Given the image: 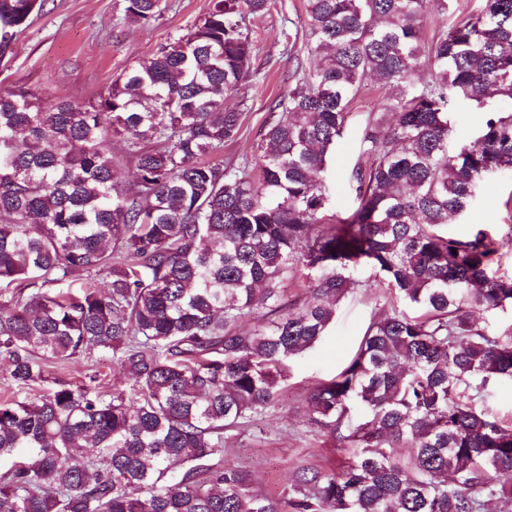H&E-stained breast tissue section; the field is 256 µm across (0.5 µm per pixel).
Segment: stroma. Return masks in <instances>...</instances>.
<instances>
[{
    "label": "stroma",
    "instance_id": "35a3bbf8",
    "mask_svg": "<svg viewBox=\"0 0 512 512\" xmlns=\"http://www.w3.org/2000/svg\"><path fill=\"white\" fill-rule=\"evenodd\" d=\"M209 3L159 0L160 13L155 21L139 24L125 18L124 0H47L43 13L34 16L17 35L11 53L0 62V88L21 84L77 102L92 100L138 58L186 33L207 12ZM303 13L304 0H272L269 14L254 23L256 50L250 74L239 95L227 101L229 107L246 112L248 131L242 140L225 146L224 158L252 156L271 103L287 93L296 66L312 67L305 49H298L293 60L285 52L286 37L300 32ZM385 94L379 84H371L368 93L351 106L347 130L328 167L332 214L343 217L355 207L344 178L361 153L359 130L368 115L378 113ZM467 221L482 225L499 244L490 273L512 276V238L507 235L512 229V171L492 178ZM389 295L383 288L357 286L341 300L325 339L285 366L275 409L256 416L246 431L229 433L224 466L254 470L256 490L276 498L288 488L295 466L337 469L347 461L351 449L339 447L310 423L306 396L317 383L332 379L345 368ZM61 383L87 385L107 394L117 389L129 398L138 390L133 376L111 357L94 352L48 364L44 382L30 392L18 389L0 369V400L21 401Z\"/></svg>",
    "mask_w": 512,
    "mask_h": 512
}]
</instances>
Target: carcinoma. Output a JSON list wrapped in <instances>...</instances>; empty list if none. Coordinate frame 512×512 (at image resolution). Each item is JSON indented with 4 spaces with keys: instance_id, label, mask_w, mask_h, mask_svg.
<instances>
[{
    "instance_id": "obj_1",
    "label": "carcinoma",
    "mask_w": 512,
    "mask_h": 512,
    "mask_svg": "<svg viewBox=\"0 0 512 512\" xmlns=\"http://www.w3.org/2000/svg\"><path fill=\"white\" fill-rule=\"evenodd\" d=\"M45 2L0 0V59ZM125 2L136 22L159 12V0ZM429 5L305 0L317 68L270 107L256 177L213 155L245 136L246 113L224 101L250 72L246 20L271 0H211L88 103L0 90V361L31 389L47 362L103 350L139 386L131 403L65 385L1 400L0 457L14 460L0 512H512V483L496 479L512 473V426L468 393L512 379V341L473 316L512 304V277L488 274L484 229H449L491 174L512 170V0H483L430 35ZM371 79L397 92L361 130L347 175L358 205L340 219L327 160ZM462 103L482 119L452 147ZM114 135L132 194L117 187ZM299 268L300 306L279 288ZM363 270L395 300L308 397L312 423L360 452L339 471L297 466L268 498L251 472L213 459L224 433L276 407L282 368L327 334Z\"/></svg>"
}]
</instances>
